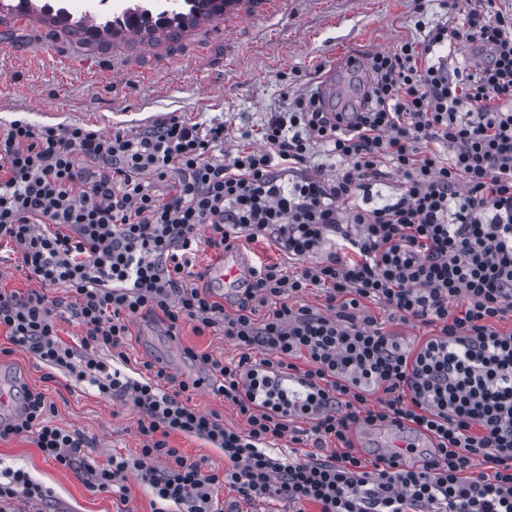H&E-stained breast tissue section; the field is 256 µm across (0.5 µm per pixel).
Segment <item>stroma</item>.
<instances>
[{
  "label": "stroma",
  "mask_w": 512,
  "mask_h": 512,
  "mask_svg": "<svg viewBox=\"0 0 512 512\" xmlns=\"http://www.w3.org/2000/svg\"><path fill=\"white\" fill-rule=\"evenodd\" d=\"M441 0H238L224 16L199 22L174 42L122 32L90 42L61 30L41 13L0 12V129L17 118L39 126L79 124L105 133L134 134L177 115L223 124L215 156L234 154L239 132H260L271 114L313 95L328 71L337 82L355 76L338 70L340 53L366 58L416 39V21L445 19ZM0 290L63 296L27 276L11 246H0ZM152 317L131 327L125 372L147 381L142 364H166L169 375L193 380L201 367L187 349L221 360L239 351L222 331L196 334L184 325L180 350H170ZM0 377L43 393L49 424L78 432L83 454L98 464L113 456L134 461L144 438L139 413L117 399L99 397L68 374L11 345L0 329ZM23 470L49 490L46 501L24 494L7 512H153L157 498L135 471L125 493L94 487L87 474L45 458L29 440L0 441V471Z\"/></svg>",
  "instance_id": "1"
}]
</instances>
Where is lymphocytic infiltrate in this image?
Wrapping results in <instances>:
<instances>
[{
    "label": "lymphocytic infiltrate",
    "instance_id": "obj_1",
    "mask_svg": "<svg viewBox=\"0 0 512 512\" xmlns=\"http://www.w3.org/2000/svg\"><path fill=\"white\" fill-rule=\"evenodd\" d=\"M491 5L448 0L446 21L369 58L355 110L298 100L267 121L262 147L225 159L211 154L223 124L176 115L109 136L12 121L0 135V242L28 276L73 298L0 291V327L40 362L136 409L145 442L134 462L82 465L78 434L47 424L45 398L31 391L20 416L0 419V440L29 439L57 464L84 467L102 490L136 469L162 502L154 512L168 501L216 512L220 485L248 502L284 500L290 512L309 503L318 512H512V331L498 327L512 316V13ZM460 46L482 65L449 68ZM316 144L339 162L336 178L305 172ZM388 167L401 178L398 196L363 207ZM149 175L167 181L165 195L151 192ZM261 237L290 264L256 267L226 312L193 260ZM310 288L323 290L325 310L291 305ZM376 305L435 333L407 343L378 322ZM62 308L82 329L79 346L57 333ZM144 316L172 336L186 323L200 334L222 328L237 362L188 356L246 430L189 405L200 380L169 392L164 369L140 382L111 366ZM275 374L298 378L305 399L272 386ZM299 412L316 451L272 454L280 440L300 443ZM393 425L413 436V459L367 458L358 430ZM174 432L222 449L227 468L183 456L168 443ZM330 441L335 450L324 452ZM158 457L168 467L155 468Z\"/></svg>",
    "mask_w": 512,
    "mask_h": 512
}]
</instances>
